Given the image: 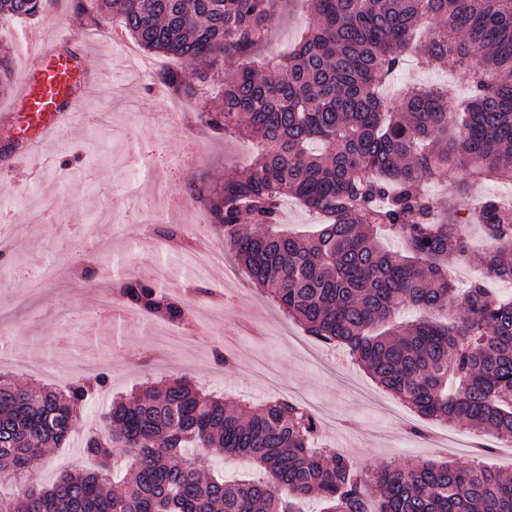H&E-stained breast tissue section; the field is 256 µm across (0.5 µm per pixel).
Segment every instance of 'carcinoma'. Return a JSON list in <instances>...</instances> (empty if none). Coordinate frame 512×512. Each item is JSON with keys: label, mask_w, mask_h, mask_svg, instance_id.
Here are the masks:
<instances>
[{"label": "carcinoma", "mask_w": 512, "mask_h": 512, "mask_svg": "<svg viewBox=\"0 0 512 512\" xmlns=\"http://www.w3.org/2000/svg\"><path fill=\"white\" fill-rule=\"evenodd\" d=\"M52 2L0 0V23L44 17ZM91 2L102 34L116 16L143 51L182 63L159 82L218 103L209 128L258 139L250 168L214 191L190 189L254 287L420 416L512 440V299L480 280L460 293L448 277L453 257L512 282V208L469 192L476 181L512 184V0H306L298 46L228 81L220 65L260 47L279 0ZM425 19L435 32L419 43ZM411 53L467 74L461 111H448L446 86L412 88L397 103L380 95ZM13 78V57L0 52V89ZM451 167L463 177L437 202L426 185ZM288 197L316 215V231L277 229ZM474 212L487 248L459 230ZM382 235L402 238L404 252L382 250ZM122 288L153 319L188 318L158 282L129 277ZM402 305L419 316L394 325ZM103 382L61 391L0 380V480L18 483L0 512H299L305 499L321 512H512V476L479 462L359 470L316 445L314 417L299 404L235 407L183 379L112 402L85 434L86 467L40 488L23 483L82 428L79 406ZM214 454L263 477L205 478L202 460Z\"/></svg>", "instance_id": "carcinoma-1"}]
</instances>
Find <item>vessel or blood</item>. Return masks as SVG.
Instances as JSON below:
<instances>
[{
	"mask_svg": "<svg viewBox=\"0 0 512 512\" xmlns=\"http://www.w3.org/2000/svg\"><path fill=\"white\" fill-rule=\"evenodd\" d=\"M22 52L34 58L20 87L24 109L35 138L58 132L62 121L75 112L82 92L93 84L80 46H54L25 39Z\"/></svg>",
	"mask_w": 512,
	"mask_h": 512,
	"instance_id": "obj_1",
	"label": "vessel or blood"
}]
</instances>
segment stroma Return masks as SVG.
Instances as JSON below:
<instances>
[{
  "label": "stroma",
  "mask_w": 512,
  "mask_h": 512,
  "mask_svg": "<svg viewBox=\"0 0 512 512\" xmlns=\"http://www.w3.org/2000/svg\"><path fill=\"white\" fill-rule=\"evenodd\" d=\"M53 13L56 24L44 40L82 43L98 64V82L57 136L30 148L14 113L18 79L29 60L14 57L17 79L0 91V148L11 142L18 154L14 167L0 173V214L7 215V227L15 235L11 250L0 256V307H13L15 322L26 327L21 343L35 363L54 365L63 382L81 376L85 360L101 361L107 397L85 403V418L97 420L107 399L129 396L145 382L183 378L206 393L252 405L277 396L325 410L336 423L326 429L320 446L347 454L369 470L419 459L450 458L466 466L479 456L512 475V450H481L476 436L471 447L453 456L422 436L430 428L444 432L440 422L411 413L410 427L404 430L394 417L368 405L363 393L380 397L383 389L349 364L341 350L284 320L237 270L234 258L226 260L235 290L230 298L218 284L197 276L192 249L144 247L147 232L194 221L193 211L171 206L156 195V187L177 196L186 195L191 180L219 187L250 163L252 141L213 132L207 113L188 101L181 124L164 129L167 100L153 87L154 73L175 67V60L149 53L145 59L152 73L129 71L123 57L136 50L134 41L99 35L93 12H79L76 0H54ZM306 23L303 0H283L273 51L287 53ZM409 85H447L460 99L466 75L409 60L384 93L392 98ZM191 149L198 154L195 166L174 172L171 160ZM131 182L138 185L139 198L126 197L125 186ZM96 233L107 238L100 256L85 244ZM160 267L167 287L201 300L218 344L171 352L153 341L150 321L119 314L106 322L97 319L88 293L99 289L101 271L111 270L116 279L136 273L146 280ZM227 359L232 362L228 368L223 365ZM80 447L75 439L49 449L32 467L29 481L43 486L59 479L75 463Z\"/></svg>",
  "instance_id": "stroma-1"
}]
</instances>
